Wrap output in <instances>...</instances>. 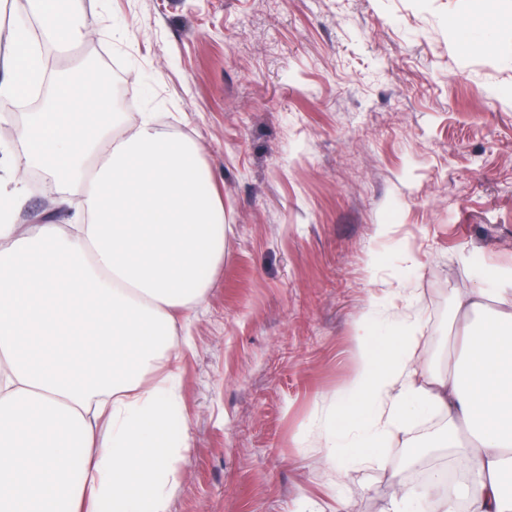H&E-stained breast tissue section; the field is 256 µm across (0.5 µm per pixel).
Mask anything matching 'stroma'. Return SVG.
Segmentation results:
<instances>
[{
    "instance_id": "35a3bbf8",
    "label": "stroma",
    "mask_w": 512,
    "mask_h": 512,
    "mask_svg": "<svg viewBox=\"0 0 512 512\" xmlns=\"http://www.w3.org/2000/svg\"><path fill=\"white\" fill-rule=\"evenodd\" d=\"M482 0H83L60 51L121 86V125L191 137L224 201V263L178 361L169 512H387L417 425L337 470L325 423L362 314L415 312L447 363L459 297L512 267V25L464 48ZM21 224H64L43 173Z\"/></svg>"
}]
</instances>
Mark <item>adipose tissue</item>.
<instances>
[{
    "mask_svg": "<svg viewBox=\"0 0 512 512\" xmlns=\"http://www.w3.org/2000/svg\"><path fill=\"white\" fill-rule=\"evenodd\" d=\"M30 0L56 44L87 34L82 0ZM0 95L49 83L45 106L18 132L20 157L0 158V512H168L173 461L187 436L164 434L178 410L179 335L224 261V204L198 143L150 118L118 129L112 100L87 68L43 78L39 46L12 28ZM79 189L69 228L18 224L20 173ZM512 304V268L480 277L460 304ZM418 318L375 330L361 322L357 366L328 425V445L368 459L394 428L442 413L436 435L465 470L470 512H512V313L468 325L458 359H416ZM107 441L95 439L99 425ZM470 430L458 439L459 426ZM448 473L426 491L399 489L389 512H455Z\"/></svg>",
    "mask_w": 512,
    "mask_h": 512,
    "instance_id": "ef3b65f1",
    "label": "adipose tissue"
}]
</instances>
